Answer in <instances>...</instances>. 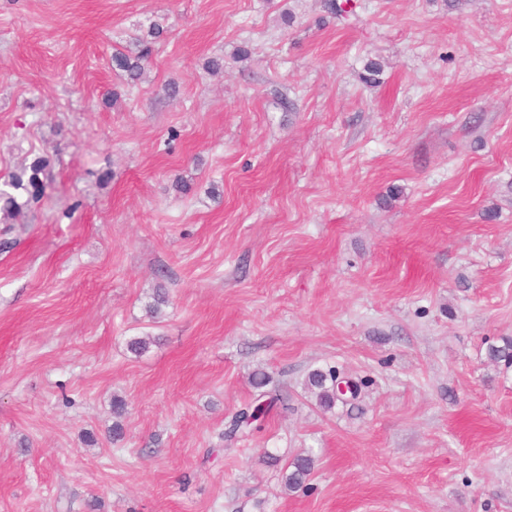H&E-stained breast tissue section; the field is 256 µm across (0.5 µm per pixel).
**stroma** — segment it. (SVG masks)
Instances as JSON below:
<instances>
[{
  "instance_id": "35a3bbf8",
  "label": "stroma",
  "mask_w": 512,
  "mask_h": 512,
  "mask_svg": "<svg viewBox=\"0 0 512 512\" xmlns=\"http://www.w3.org/2000/svg\"><path fill=\"white\" fill-rule=\"evenodd\" d=\"M353 2L0 0V512H512V0ZM163 32V26L155 24L149 32V36L151 37L150 41L140 39L138 44L139 49L136 53L115 51L112 54L113 67L124 72L131 81L139 80L144 72V63L147 62L152 55V44L156 39L162 36ZM49 161L44 157L34 159L29 165H25L9 175L6 186L14 190H23L30 200H39L45 192L47 168ZM336 370L316 368L311 370L305 379L304 386L316 398L317 405L324 411H331L336 406V401L347 403L355 400L358 396V387L353 382L354 391L348 394V400H343L338 396L336 390ZM270 382L268 376L263 372H255L252 375V384L259 394L257 398L231 417L224 431L225 437L234 439L238 434L253 429V423L263 419L280 401L278 395H269L270 392L264 390ZM267 396L268 398L263 400ZM315 461L312 456L300 455L295 457L286 469L285 474L282 476L284 487L291 492L303 488L305 482L309 479Z\"/></svg>"
}]
</instances>
